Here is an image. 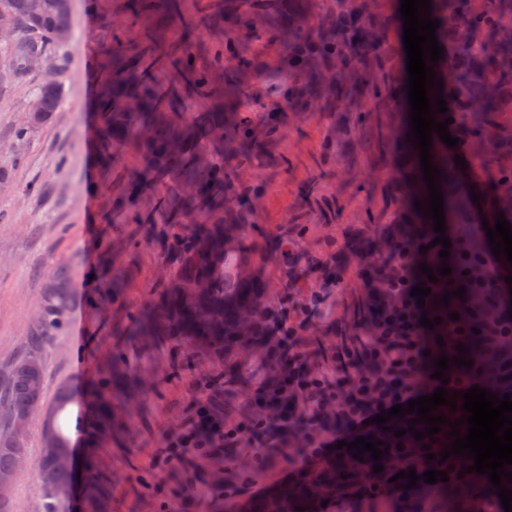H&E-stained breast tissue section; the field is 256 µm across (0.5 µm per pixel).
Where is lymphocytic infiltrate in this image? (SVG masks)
I'll list each match as a JSON object with an SVG mask.
<instances>
[{
  "instance_id": "f902f5d3",
  "label": "lymphocytic infiltrate",
  "mask_w": 512,
  "mask_h": 512,
  "mask_svg": "<svg viewBox=\"0 0 512 512\" xmlns=\"http://www.w3.org/2000/svg\"><path fill=\"white\" fill-rule=\"evenodd\" d=\"M448 237L450 277L466 293H478L477 307L456 296L441 311L433 297L417 301L412 290L426 279L419 265L426 255H439V248L432 245L437 235L427 224L388 225L380 242L361 258L364 269L359 286L364 291L365 319L356 328L355 347L337 350L333 374L317 372L308 362L304 326H278L279 381L258 387L249 396L250 426L225 428L212 408H201L194 431L172 444L170 455L189 449L203 451L206 442L201 432L205 429L222 436L228 448L242 443L262 448L286 445L299 463L292 483L312 474L316 464H332L344 476L336 491L337 503L380 495L393 499L398 512H413L410 501L416 498V490L404 488L395 479L403 465L387 461L382 472L362 470L348 461L347 444L369 435L389 447L406 441V463L420 475L441 464L426 459L421 442L406 433V417L390 419L385 431L374 423V416L433 394L440 386L463 393L478 385L501 396L512 395V345L500 340L512 331V289L500 277L492 250H483L477 269L466 274L459 269L471 244L485 239L482 225H454ZM424 245L429 246V253H421ZM424 316L446 319L447 337L437 339L421 325ZM459 344L469 348L472 367L452 366L444 380L435 379L437 358L444 352L455 355ZM399 429L404 430V438L396 437ZM341 440L346 443L342 449L337 446Z\"/></svg>"
}]
</instances>
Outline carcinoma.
I'll use <instances>...</instances> for the list:
<instances>
[{
  "label": "carcinoma",
  "mask_w": 512,
  "mask_h": 512,
  "mask_svg": "<svg viewBox=\"0 0 512 512\" xmlns=\"http://www.w3.org/2000/svg\"><path fill=\"white\" fill-rule=\"evenodd\" d=\"M54 0H0V13L11 15L15 31L0 40V68L18 79L32 71L30 60L36 55L57 57L62 43L54 29L69 27V15L52 9ZM242 7H224V24L236 30L253 24L261 12L259 0H241ZM336 15H325L322 22L328 34L314 38L307 32L308 11L301 0H288L279 11L272 36L282 42L288 57V106L301 97L296 87L309 88L312 98L330 94L337 84H361L374 93L391 91L385 77L372 74L362 79L356 59L362 55L380 56L391 19L367 8V4H348L339 0ZM431 19L440 21L436 37L443 49L453 46L454 56H442L433 63L434 72L443 79L444 99L449 110L443 118L459 145L470 158V169L491 162L499 164L495 194L489 209L512 218V12L504 11L497 0H431ZM107 68L109 80L101 99L99 149L109 159L117 148L133 146L148 159L147 171L134 180L130 193L142 195L151 183L170 176L185 184L187 194L169 208L192 212L200 202L214 211L224 209L227 197L246 201L248 191L236 188L224 171V164L200 162L201 147L218 132L229 144L253 132L247 112L235 113L225 122L222 112H200L178 116L163 108L155 80L142 68L139 57L129 55L124 42H112ZM181 69L197 94L203 98L231 94L239 97L240 82L228 77L222 87L213 85L211 73L197 69L188 57ZM40 111L25 113L13 126L8 142L19 146L30 140L58 111L62 92L55 81H45L32 92ZM413 159L406 158L393 175L392 190L400 211L398 223L405 219L414 198L411 170ZM442 176L436 178L443 197L461 215L473 207L466 194H448V164L439 163ZM245 224L221 221L188 225V231L171 244L179 266L163 296L149 307L143 320L131 332L133 336H166L179 339L197 351L225 362L251 350H268V322L274 313L267 281L255 264V254L247 244ZM279 260L285 266L288 283L306 279L310 269L324 260L308 256L295 262L288 247L276 243ZM70 270L61 267L46 284L40 319L33 328V344L56 335L69 303ZM37 350L10 365V376L0 382V433L12 428L14 420L29 415L43 403V366L35 364ZM117 378L97 382L87 395L96 410L92 436L97 438L112 424V389ZM55 447L43 448L38 468L53 464L56 453L69 454V439L54 430ZM27 439L16 446H0V474H16L17 458L27 454ZM74 469L55 470L52 484L45 489L54 495L70 489ZM448 485L436 483L432 497L424 507L448 512ZM483 512H505L492 488L481 487ZM336 499V467L323 468L303 486L278 484L246 503L238 512H324L321 503Z\"/></svg>",
  "instance_id": "1"
}]
</instances>
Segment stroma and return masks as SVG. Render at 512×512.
<instances>
[{"instance_id": "obj_1", "label": "stroma", "mask_w": 512, "mask_h": 512, "mask_svg": "<svg viewBox=\"0 0 512 512\" xmlns=\"http://www.w3.org/2000/svg\"><path fill=\"white\" fill-rule=\"evenodd\" d=\"M169 2L176 18L160 27L152 16H131L127 0H71V44L55 69L0 83V139L23 117L36 85L50 78L63 87L58 112L21 146L12 181L0 191V369L38 350L45 391L29 426L28 463L17 470L9 491L11 512H224L287 479L294 467L288 449L267 448V465L257 468L253 449L228 451L218 436L200 454L169 460L163 453L191 428L202 403L214 404L225 427L247 425L245 398L270 381L273 370L259 352L224 364L202 353L186 357L176 339L132 341L126 336L176 271L160 233L173 236L184 228L166 225L157 210L159 199L178 195L173 180L158 182L131 208L112 205L143 168L133 149L120 151L108 166L98 160L99 90L114 37L153 62L157 84L184 114L207 111L208 103L181 78L176 58L191 54L197 68L209 70L217 55L234 46L255 59V70L242 77L244 94L236 109L250 113L257 125L278 116L279 137L264 147L242 139L232 151L221 142L207 150L245 187L257 190L253 206L230 211L236 223L251 225L256 243L288 233L298 251L329 259L352 228L392 221L388 176L413 150L405 137L407 97L371 112L364 90L343 87L338 101L288 111L281 46L267 35L270 16L259 17L251 30L231 33L222 20L224 0ZM371 7L396 19L383 56L391 81L405 89L400 0H373ZM189 25L196 33L191 43L184 38ZM61 264L72 275L69 309L57 335L36 347L30 333L44 285ZM261 265L277 314L306 323L313 359L327 365L336 349L337 326L356 313L358 289L341 291L339 306L310 319L300 307L306 288L288 286L277 260L265 256ZM111 363L138 373L141 383L137 391L114 397V432L92 449L84 392ZM63 391L71 402L57 424L76 459L89 450L96 457L104 494L92 504L85 496L84 474H77L68 495L56 497L47 493L37 472L45 418Z\"/></svg>"}]
</instances>
